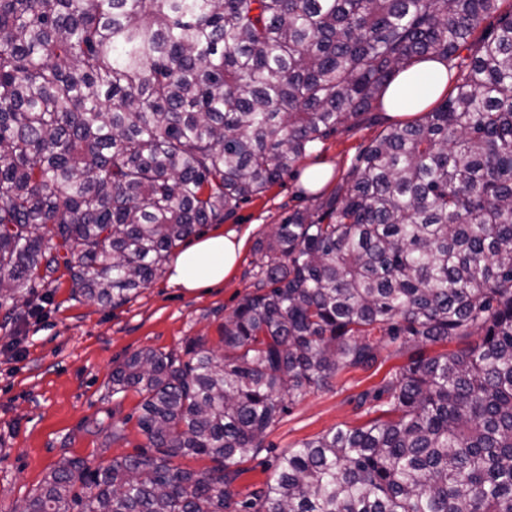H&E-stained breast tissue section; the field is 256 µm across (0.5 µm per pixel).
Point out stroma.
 <instances>
[{"label": "stroma", "mask_w": 512, "mask_h": 512, "mask_svg": "<svg viewBox=\"0 0 512 512\" xmlns=\"http://www.w3.org/2000/svg\"><path fill=\"white\" fill-rule=\"evenodd\" d=\"M392 122L373 107L317 141L295 171L239 203L222 224L204 225L205 235L233 228L245 237L239 263L222 284L188 292L171 286L163 270L128 303L112 308L74 293L62 268L51 283L19 298L14 312L0 308V512L38 489L64 459H81L94 471L113 458L138 454L146 444L137 425L140 398L131 390L113 392V370L144 348L181 357L193 345L217 347L219 326L255 290L256 241L289 212L314 206L301 184L306 165L332 166V180L323 188L331 193ZM406 361L389 355L378 370L340 372L291 405L268 430L264 450L242 463L234 492L247 497L271 476L276 457L302 442L337 426L366 423L357 396Z\"/></svg>", "instance_id": "35a3bbf8"}]
</instances>
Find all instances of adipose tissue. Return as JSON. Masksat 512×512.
I'll list each match as a JSON object with an SVG mask.
<instances>
[{"label":"adipose tissue","mask_w":512,"mask_h":512,"mask_svg":"<svg viewBox=\"0 0 512 512\" xmlns=\"http://www.w3.org/2000/svg\"><path fill=\"white\" fill-rule=\"evenodd\" d=\"M447 92L446 64L425 60L393 79L385 91L383 104L391 116L410 117L428 109ZM244 244V237L232 228L201 237L170 266V284L195 290L222 283L236 267Z\"/></svg>","instance_id":"obj_1"}]
</instances>
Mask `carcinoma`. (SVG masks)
Wrapping results in <instances>:
<instances>
[{
  "mask_svg": "<svg viewBox=\"0 0 512 512\" xmlns=\"http://www.w3.org/2000/svg\"><path fill=\"white\" fill-rule=\"evenodd\" d=\"M502 3L0 0V307L61 264L83 296L122 306L179 243L382 103L397 73L436 59L452 82L256 243L255 292L220 326L222 351L144 348L112 371L113 392L141 398L152 452L91 473L65 459L22 512H512ZM475 330L473 346L411 355L358 396L367 424L288 450L237 499L236 465L289 405L378 369L387 343L403 355Z\"/></svg>",
  "mask_w": 512,
  "mask_h": 512,
  "instance_id": "carcinoma-1",
  "label": "carcinoma"
}]
</instances>
